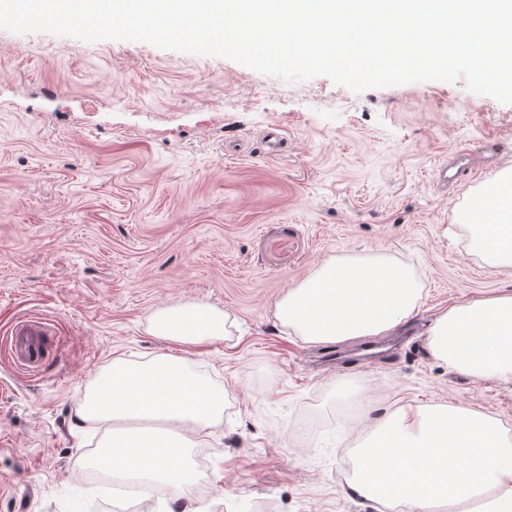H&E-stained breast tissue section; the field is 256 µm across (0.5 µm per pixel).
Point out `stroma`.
<instances>
[{"label": "stroma", "instance_id": "1", "mask_svg": "<svg viewBox=\"0 0 512 512\" xmlns=\"http://www.w3.org/2000/svg\"><path fill=\"white\" fill-rule=\"evenodd\" d=\"M458 165L462 175L440 182ZM512 166V104L432 80L360 93L288 82L145 42L0 29V334L52 320L46 363L0 358V512H60L98 487L77 411L116 356L168 353L226 391L191 450L185 497L102 498L97 512H385L348 489L365 426L446 404L512 429V382L464 375L426 346L450 306L512 291V266L465 246L456 211ZM382 254L424 291L388 357L328 368L336 346L289 334L274 308L325 259ZM205 304L233 334L186 347L155 312ZM90 493L83 487H74L67 490L62 499L60 512H89Z\"/></svg>", "mask_w": 512, "mask_h": 512}]
</instances>
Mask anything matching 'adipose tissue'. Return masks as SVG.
I'll list each match as a JSON object with an SVG mask.
<instances>
[{"mask_svg": "<svg viewBox=\"0 0 512 512\" xmlns=\"http://www.w3.org/2000/svg\"><path fill=\"white\" fill-rule=\"evenodd\" d=\"M469 248L490 266H512V169L477 189L457 211ZM415 272L385 256L347 255L321 262L288 289L278 322L312 345L384 336L415 312ZM234 321L213 307L167 306L151 329L196 346L227 335ZM433 357L474 377L512 381V291L450 307L427 332ZM224 390L180 357L113 358L99 371L79 419L105 427L94 468L136 478L141 488L165 484L173 496L190 489L193 434L218 426ZM350 491L392 512H429L483 494L512 512V437L495 417L459 407L399 408L378 423L360 448Z\"/></svg>", "mask_w": 512, "mask_h": 512, "instance_id": "ef3b65f1", "label": "adipose tissue"}]
</instances>
